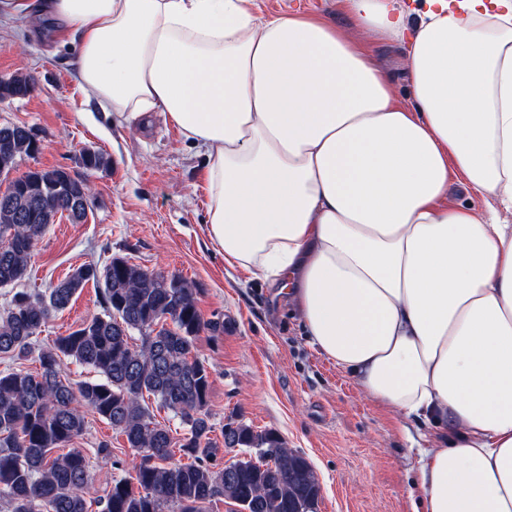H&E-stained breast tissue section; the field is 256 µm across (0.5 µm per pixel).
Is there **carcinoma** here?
<instances>
[{
  "mask_svg": "<svg viewBox=\"0 0 512 512\" xmlns=\"http://www.w3.org/2000/svg\"><path fill=\"white\" fill-rule=\"evenodd\" d=\"M36 89L29 73L0 79V102ZM40 150L33 128L0 126V176ZM83 168L105 169L109 159L80 154ZM89 184L65 167L30 170L0 190V288L27 276L32 252L56 217L84 221ZM99 288L103 312L68 334L34 348V338L88 284ZM197 289L176 274L146 269L122 256L100 267L80 264L44 292L17 291L0 312V355L37 353L38 371H0V503L6 512H89L92 480L84 450L74 447L86 429L84 410L107 421L139 453L134 481L115 479L102 512H206L214 496L242 512H317L321 487L303 456L272 430L242 421L212 437L210 371L195 355L197 336L224 329L203 318ZM139 332V342L132 332ZM88 366L100 379L72 383L67 362ZM179 420L184 433L152 422L146 398ZM238 449L229 476L213 464L219 448ZM56 448L68 452L53 455ZM176 448L188 463H151Z\"/></svg>",
  "mask_w": 512,
  "mask_h": 512,
  "instance_id": "obj_1",
  "label": "carcinoma"
}]
</instances>
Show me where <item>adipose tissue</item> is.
<instances>
[{
  "label": "adipose tissue",
  "mask_w": 512,
  "mask_h": 512,
  "mask_svg": "<svg viewBox=\"0 0 512 512\" xmlns=\"http://www.w3.org/2000/svg\"><path fill=\"white\" fill-rule=\"evenodd\" d=\"M405 43L414 105L341 29L253 0H0L58 19L88 99L203 150L207 233L279 285L369 399L433 425L414 512H512V0H343ZM462 173L485 210L448 202Z\"/></svg>",
  "instance_id": "1"
}]
</instances>
